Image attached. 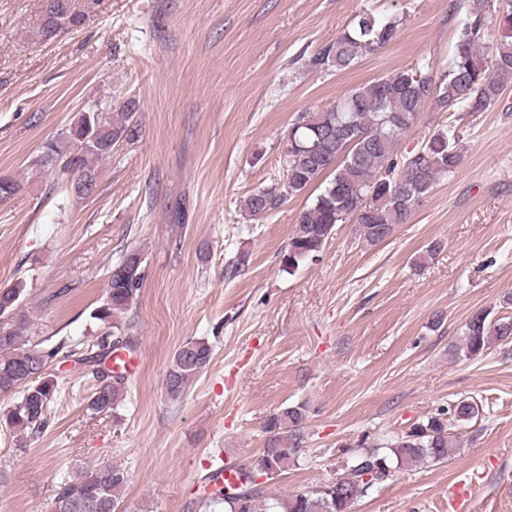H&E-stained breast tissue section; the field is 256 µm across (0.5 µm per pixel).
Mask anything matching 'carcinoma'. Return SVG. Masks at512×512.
<instances>
[{"instance_id":"1","label":"carcinoma","mask_w":512,"mask_h":512,"mask_svg":"<svg viewBox=\"0 0 512 512\" xmlns=\"http://www.w3.org/2000/svg\"><path fill=\"white\" fill-rule=\"evenodd\" d=\"M495 22L497 39L490 60L480 50L489 28L482 14L471 13L459 23L448 68L442 74H436L429 63L407 68L352 90L325 111L305 112L296 118L288 133L283 186L259 189L244 200L250 215L263 216L280 205L284 196L319 186L320 193L296 217L281 257L283 270L288 272L315 258L335 233L336 225L349 218L354 219L364 242H383L397 225L407 222L438 179L456 172L463 156L460 134L452 126L435 131L418 151L401 158L396 147L425 107L439 112H485L512 83V0H505ZM398 26L395 17L364 12L313 55L310 65L348 69L389 44ZM94 108L101 110L104 136L112 145L138 137L136 101L126 102L116 112L98 104ZM43 155L36 165L74 178L71 189L85 198L87 193L80 183H98L99 165L112 150L89 145L83 119L77 113L57 139L46 143ZM330 170L335 174L326 181L324 175ZM144 277L142 255L137 251L126 254L112 267L106 302L93 318L108 324L115 313L128 310L140 295ZM23 297L20 282L0 288V394L15 397L7 424L30 436L46 427L49 408L61 394L56 377L48 369L63 352L68 357L83 354L85 360L98 365L87 410L99 414L117 409L127 393L125 375L104 363L108 349L122 339L121 328L112 325V332L85 349L62 339L55 343L35 340L28 316L21 311ZM463 336L467 355L478 356L493 343L512 336V320L502 317L492 321L481 311L464 325ZM211 358L212 346L206 341H188L180 346L165 377L168 397L182 398ZM478 411L468 400L453 406L457 420L472 419ZM306 420L299 406H286L273 414L266 423V446L254 470L246 472V481L237 486L212 490L211 502L224 504V512H347L346 501L336 486L328 483L273 501L257 488L256 477L271 479L295 459ZM455 452L456 440L448 433L447 421L431 416L390 444L353 455L346 461L341 483L353 500L392 479L401 467L442 463ZM127 482V472L117 465L82 472L59 487L52 512H117Z\"/></svg>"}]
</instances>
